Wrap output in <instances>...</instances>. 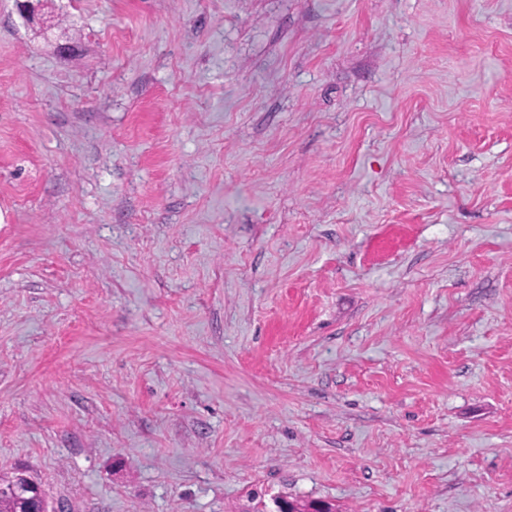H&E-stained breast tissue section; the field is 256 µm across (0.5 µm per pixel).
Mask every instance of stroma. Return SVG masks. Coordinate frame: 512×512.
<instances>
[{"label": "stroma", "mask_w": 512, "mask_h": 512, "mask_svg": "<svg viewBox=\"0 0 512 512\" xmlns=\"http://www.w3.org/2000/svg\"><path fill=\"white\" fill-rule=\"evenodd\" d=\"M59 7L0 0V477L512 512V0Z\"/></svg>", "instance_id": "1"}]
</instances>
